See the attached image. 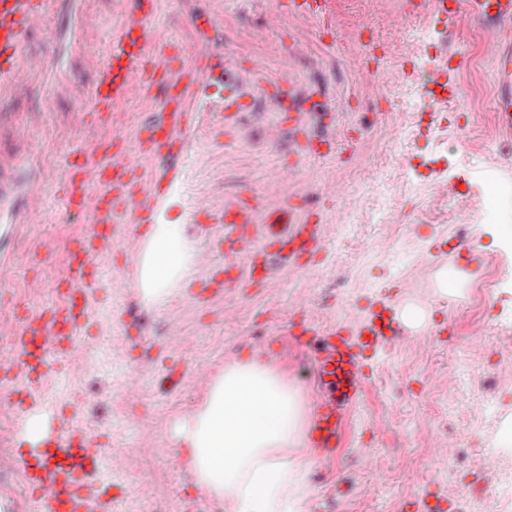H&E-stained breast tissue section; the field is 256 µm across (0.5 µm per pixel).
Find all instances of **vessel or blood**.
<instances>
[{
    "instance_id": "b4317fda",
    "label": "vessel or blood",
    "mask_w": 512,
    "mask_h": 512,
    "mask_svg": "<svg viewBox=\"0 0 512 512\" xmlns=\"http://www.w3.org/2000/svg\"><path fill=\"white\" fill-rule=\"evenodd\" d=\"M427 4L443 25L452 28L468 17L489 32L484 51L496 72L497 129L503 140L511 142L512 40L502 33L512 29V0H400L390 24L391 36L400 37L409 18ZM157 5L158 0H134L123 11L112 33L108 59L96 67L88 102L76 110L77 162L66 178V210L74 217L89 216L96 231L89 239L68 244L66 289L57 306L35 316L0 320V335L8 339L7 346L0 348L2 373L19 369L28 375L40 373L52 353L75 343L90 316L88 289L96 280L99 262L116 245L133 256L146 257L148 248L138 229L158 223L160 204L177 178L179 159L196 140L191 98L208 78L209 69L195 54L172 61L152 30ZM280 7L317 18L326 27L333 23L332 0H282ZM97 24L95 14L80 11L78 0H0V108L35 71L44 72L53 83H63L67 71L58 65L62 48L74 47L79 33ZM46 30L54 34L47 52L34 55L29 45ZM159 87L165 90L163 112L140 125L134 135H126L123 110L132 91L149 98ZM251 105V96L237 83L225 82L219 103L225 124H233L238 113ZM296 150L302 156H321L330 153L331 145L325 137L300 132ZM151 160L158 167L145 172L144 164ZM30 163L26 156L0 155L1 234L7 224L38 218L31 203L35 186L27 174ZM196 206L209 218V236L224 246V278L207 282L211 294L244 278L269 282L280 267L323 247V225L299 218L293 203L266 210L259 199L242 194L219 208L201 196ZM242 258L248 261L244 270L238 265ZM401 330L394 309L385 304L364 315L352 330L323 329L313 322L290 329L293 343L313 355L319 396L310 431L322 456L333 455L338 447L347 412L357 404L373 368L374 350ZM18 465L43 512H82L89 502L86 479L104 465L116 477L126 468L124 460L102 457L87 442L65 434L52 419L46 423L41 449L22 454Z\"/></svg>"
}]
</instances>
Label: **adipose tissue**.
<instances>
[{"mask_svg":"<svg viewBox=\"0 0 512 512\" xmlns=\"http://www.w3.org/2000/svg\"><path fill=\"white\" fill-rule=\"evenodd\" d=\"M153 259L136 275L154 287L173 277L180 229L151 225ZM176 446L197 483L226 512H300L307 498V464L288 449L305 441L300 398L251 354L238 358L211 385L203 405L181 420Z\"/></svg>","mask_w":512,"mask_h":512,"instance_id":"obj_1","label":"adipose tissue"}]
</instances>
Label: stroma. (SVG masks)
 I'll use <instances>...</instances> for the list:
<instances>
[{
    "mask_svg": "<svg viewBox=\"0 0 512 512\" xmlns=\"http://www.w3.org/2000/svg\"><path fill=\"white\" fill-rule=\"evenodd\" d=\"M100 18L82 37L83 60L70 87L51 95L48 106L33 111V90L43 85L33 73L29 90L10 103L11 118L0 127V153L28 145L36 157L32 175L41 177L37 222L18 224L0 238V319L35 314L59 302L54 289L65 269L64 254L43 257L44 238L61 241L87 234V220L76 221L65 210L63 185L74 153L69 133L73 110L81 106L97 64L108 54L113 29L125 0H83ZM209 0H159L153 30L168 49L180 54H208L216 81L201 85L192 99L195 134L201 146L184 156L160 220L179 225L189 251L178 275L159 292L133 284L113 297L107 284L116 273L132 275L134 257L113 249L101 260L98 286L90 295L98 314L88 322L72 349L53 353L45 373L32 379L17 375L0 382V448L10 451L0 466V482L19 475L16 460L27 447L26 424L14 401L54 408L66 424L104 454L124 458L118 482L99 480L91 501L93 512H139L134 497L148 485L160 512H225L200 489L189 467L170 470L176 454L172 427L204 400L208 380L249 353L251 340L264 342L272 370L288 385L302 390L307 406L316 403L306 355L289 338L293 322L315 320L321 327L354 325L374 301L386 300L411 312L406 330L378 353L363 397L346 427L336 461L317 459L313 447L297 449L311 461L309 501L312 512H427L456 486L464 495L479 494L500 467L512 468V450H501L487 467V449L501 440L489 405L512 414V383L494 381L508 353L501 343L512 332V290L489 296L485 316L489 331L481 341L482 361L472 363L474 313L469 302L472 282L495 267L512 278V251L499 248L512 231V195L498 203L495 223L481 221L484 195L480 170L512 166V144L496 134L490 106L495 71L482 46L487 33L471 19L450 31L432 14L417 19L431 26L433 38L424 57L411 55L413 30L390 40L388 27L398 0H334L332 29L318 30L307 18L282 16L270 26L278 0H222V13L206 38H198L195 14ZM460 55V91L448 98L435 91L425 61ZM268 73L290 80L299 97L319 92L331 111L321 122L302 111L301 122L312 135L331 138L334 156L313 159L294 149L295 131L282 124L278 108L255 95L251 111L242 113L233 131H225L217 106L224 90L219 77L233 65L240 83L253 92V61ZM398 71L405 81L385 83L382 74ZM411 102L421 120L412 138H394L392 125L402 118L399 107ZM230 136L223 150L209 140ZM293 164L297 180L281 187L269 179L272 169ZM420 168L418 186L405 173ZM453 176L460 190L454 200L433 203L432 180ZM261 198L268 206L305 200L323 224L325 244L308 264L282 268L279 277L255 287L243 281L202 302L195 293L207 275L224 271V248L201 234L204 216L195 198L207 196L225 204L239 194ZM381 206L394 213L390 224L372 223ZM384 240L387 250L375 247ZM456 273L453 285L444 276ZM40 279V293L27 284ZM234 307L225 319V307ZM179 323L195 345H180L170 333ZM121 357L106 363L107 346ZM139 367L143 396L127 399L123 376ZM179 374L178 387L169 377ZM152 429L155 448L143 450L142 429ZM458 440L446 463L432 462L424 438Z\"/></svg>",
    "mask_w": 512,
    "mask_h": 512,
    "instance_id": "1",
    "label": "stroma"
}]
</instances>
